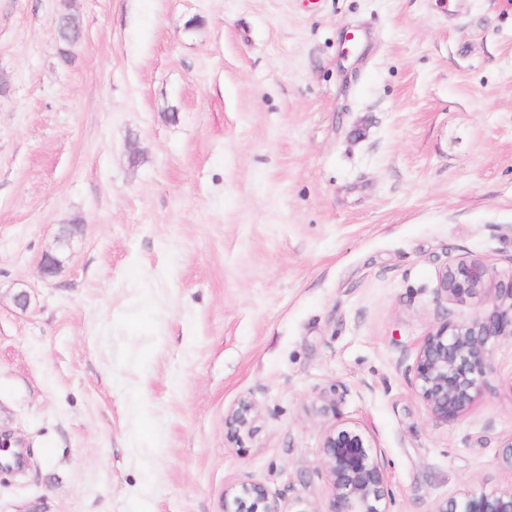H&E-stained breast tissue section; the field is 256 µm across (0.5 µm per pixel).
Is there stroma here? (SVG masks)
<instances>
[{"label": "stroma", "mask_w": 512, "mask_h": 512, "mask_svg": "<svg viewBox=\"0 0 512 512\" xmlns=\"http://www.w3.org/2000/svg\"><path fill=\"white\" fill-rule=\"evenodd\" d=\"M0 82V512H327L324 392L392 512L512 485V340L447 424L411 371L444 264L512 274V0H0ZM56 34L58 41L63 46L60 50V59L64 63L69 62L71 58L70 47L76 43L82 35L80 21L75 18L67 25H62ZM260 418L261 411L253 402L241 400L227 412L225 422L232 435L239 437L241 434H252ZM294 507V503H286L281 495L260 483L243 482L224 490L225 512H308Z\"/></svg>", "instance_id": "1"}]
</instances>
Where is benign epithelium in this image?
I'll return each mask as SVG.
<instances>
[{
    "mask_svg": "<svg viewBox=\"0 0 512 512\" xmlns=\"http://www.w3.org/2000/svg\"><path fill=\"white\" fill-rule=\"evenodd\" d=\"M59 269L55 255L46 254L38 273L48 281ZM437 291L457 304L478 306L470 318L429 331L416 354L413 387L432 419L446 424L469 409L492 371L495 348L512 339V274L497 277L480 259L447 263L438 271ZM314 411L323 418L321 462L334 489L328 512H391L387 475L371 437L339 418L334 393L320 394ZM260 418V409L242 400L227 412L225 422L238 437L252 434ZM294 507L260 483L224 490V512H295ZM431 512H512V486L468 489Z\"/></svg>",
    "mask_w": 512,
    "mask_h": 512,
    "instance_id": "obj_1",
    "label": "benign epithelium"
}]
</instances>
